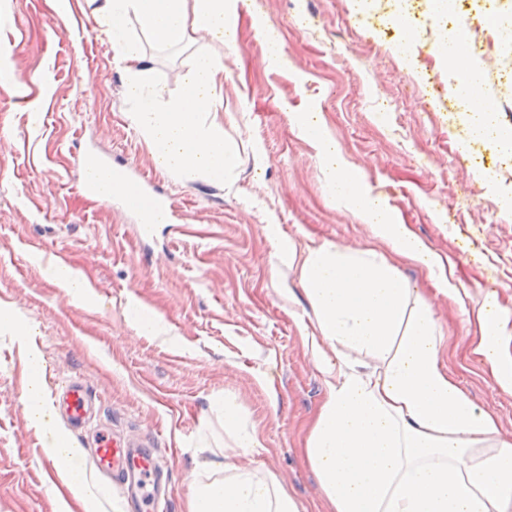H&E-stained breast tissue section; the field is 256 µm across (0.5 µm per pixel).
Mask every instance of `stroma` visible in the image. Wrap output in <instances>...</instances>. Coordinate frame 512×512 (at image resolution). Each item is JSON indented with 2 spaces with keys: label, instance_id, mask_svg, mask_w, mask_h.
<instances>
[{
  "label": "stroma",
  "instance_id": "stroma-1",
  "mask_svg": "<svg viewBox=\"0 0 512 512\" xmlns=\"http://www.w3.org/2000/svg\"><path fill=\"white\" fill-rule=\"evenodd\" d=\"M94 8L70 0L62 15L56 0H0V75L15 77L0 82V311L34 326L48 394L82 380L99 424L153 439L169 466L163 512H186L205 464L229 454L274 475L300 512H326L303 454L326 390L308 342L314 314L289 300L298 276L277 267L275 246H384L327 202L317 152L293 122L313 107L356 172L452 267L458 302L426 268L395 262L432 305L443 365L512 442V396L474 352L486 302L512 319V171L449 114L456 87L431 0H420L413 30L357 25L351 0H241L231 44L198 32L178 51L129 19L166 98L179 95L196 54L219 59V118L241 147L221 183L185 180L155 160L131 124L127 74ZM89 152L152 175L173 223L142 238L119 200H87ZM56 261L82 272L94 305L77 306L44 278ZM133 303L157 315L159 330L135 327ZM28 375L23 342L0 326V512H54L57 476L28 421ZM226 396L257 434L251 452L234 454L224 432L214 403Z\"/></svg>",
  "mask_w": 512,
  "mask_h": 512
}]
</instances>
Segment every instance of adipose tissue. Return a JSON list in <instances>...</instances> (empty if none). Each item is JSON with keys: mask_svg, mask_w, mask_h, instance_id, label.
<instances>
[{"mask_svg": "<svg viewBox=\"0 0 512 512\" xmlns=\"http://www.w3.org/2000/svg\"><path fill=\"white\" fill-rule=\"evenodd\" d=\"M240 0H102L98 12L128 62L127 92L136 101L131 122L167 170L188 179H224L236 168L239 147L224 137L216 117L223 97L217 59L195 56L179 96L164 100L153 68L127 30L129 18L159 44L189 43L191 30L217 41L232 34ZM320 163L329 204L368 225L388 254L348 253L324 244L298 253L281 243L277 257L299 267L302 291L314 310L312 347L326 375V392L304 442L328 512H512V443L499 437L488 411L476 406L441 363L443 337L432 306L414 299L392 257L439 272L448 297L460 290L425 244L401 224L394 209L352 175L353 165L313 113L296 115ZM475 352L502 392L512 394L507 323L487 303L478 315ZM32 381L26 393L30 425L42 437L68 494L56 512L80 503L96 512L98 489L79 464L80 449L57 426L43 395L41 351L26 347ZM187 512H299L276 480L225 461L224 474L194 481Z\"/></svg>", "mask_w": 512, "mask_h": 512, "instance_id": "obj_1", "label": "adipose tissue"}]
</instances>
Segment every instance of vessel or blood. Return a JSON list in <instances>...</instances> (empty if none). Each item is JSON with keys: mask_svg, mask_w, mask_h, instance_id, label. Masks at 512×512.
Listing matches in <instances>:
<instances>
[{"mask_svg": "<svg viewBox=\"0 0 512 512\" xmlns=\"http://www.w3.org/2000/svg\"><path fill=\"white\" fill-rule=\"evenodd\" d=\"M85 167L111 171L112 194L136 216L142 235H151L159 219L172 217L171 202L156 189L151 176L113 164L110 158L97 154L88 155ZM56 404L71 429L84 428L92 416L91 393L80 381L72 380L62 386ZM89 454L97 471L123 491L128 512H156L163 465L154 449L102 430Z\"/></svg>", "mask_w": 512, "mask_h": 512, "instance_id": "vessel-or-blood-1", "label": "vessel or blood"}]
</instances>
